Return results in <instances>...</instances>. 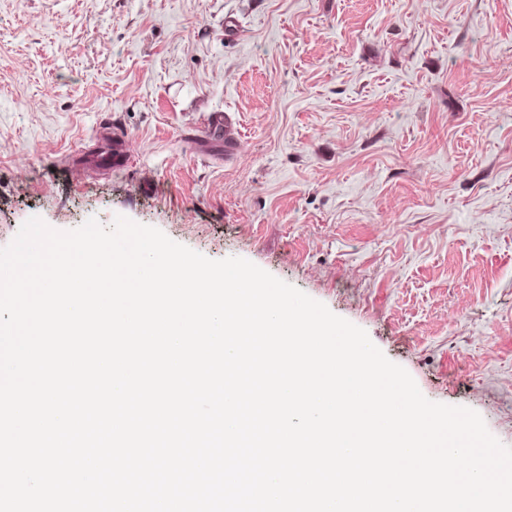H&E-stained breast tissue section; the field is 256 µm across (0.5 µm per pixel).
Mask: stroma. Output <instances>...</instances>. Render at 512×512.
I'll list each match as a JSON object with an SVG mask.
<instances>
[{"mask_svg":"<svg viewBox=\"0 0 512 512\" xmlns=\"http://www.w3.org/2000/svg\"><path fill=\"white\" fill-rule=\"evenodd\" d=\"M119 215L295 286L512 446V0H0V248Z\"/></svg>","mask_w":512,"mask_h":512,"instance_id":"obj_1","label":"stroma"}]
</instances>
